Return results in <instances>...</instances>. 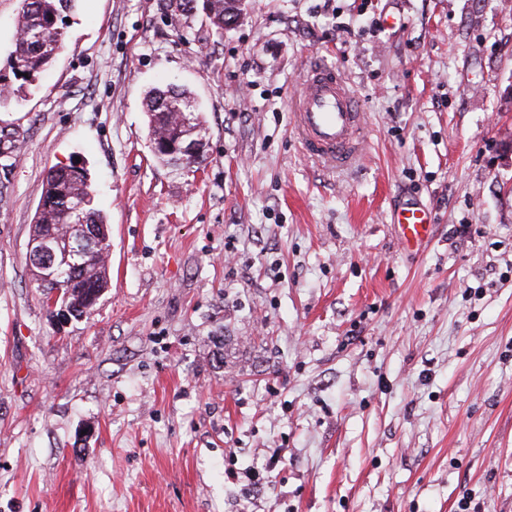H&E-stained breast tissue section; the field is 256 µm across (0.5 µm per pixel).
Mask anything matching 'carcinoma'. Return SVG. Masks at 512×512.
Wrapping results in <instances>:
<instances>
[{"mask_svg": "<svg viewBox=\"0 0 512 512\" xmlns=\"http://www.w3.org/2000/svg\"><path fill=\"white\" fill-rule=\"evenodd\" d=\"M239 0H168L167 6H176L181 12L191 13L201 8L208 10L207 19L214 33L224 36V18L233 15ZM75 7V0H23L19 19V36L10 55L9 68L13 75L25 82H34L46 70L62 48L65 32L59 25L61 13ZM145 108L150 119L159 112H191L202 125L199 113L194 111L191 92L173 85L154 87L145 97ZM93 190L86 170L69 175L54 167L49 170L44 184L41 204L33 224V232L46 230L48 224H62L70 236L78 238L83 225L95 224L99 237L95 246L65 265L56 278L60 294L57 304L74 311L73 317L90 314L97 304L94 290L104 291L110 286L107 264L103 256L111 249L110 237L103 214L93 206Z\"/></svg>", "mask_w": 512, "mask_h": 512, "instance_id": "cac0c4a2", "label": "carcinoma"}]
</instances>
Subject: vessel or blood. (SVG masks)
Instances as JSON below:
<instances>
[{
  "instance_id": "obj_1",
  "label": "vessel or blood",
  "mask_w": 512,
  "mask_h": 512,
  "mask_svg": "<svg viewBox=\"0 0 512 512\" xmlns=\"http://www.w3.org/2000/svg\"><path fill=\"white\" fill-rule=\"evenodd\" d=\"M294 128L304 153L323 166L345 171L362 158L369 128L346 77L322 62L305 69L293 102ZM404 244H421L431 234L425 209L406 207L397 214Z\"/></svg>"
}]
</instances>
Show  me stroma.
<instances>
[{
    "mask_svg": "<svg viewBox=\"0 0 512 512\" xmlns=\"http://www.w3.org/2000/svg\"><path fill=\"white\" fill-rule=\"evenodd\" d=\"M243 9L219 39L162 0H77L0 105V512H512V0ZM316 56L369 115L349 172L290 126ZM166 84L201 163L149 149ZM77 162L111 286L60 328L27 245ZM191 97V92L185 88H179L173 85L165 87H154L148 91L145 97V108L150 118V128L153 126L154 119L157 118V112H169L170 126H176L180 129H185L186 132H178L175 136L174 142H171L168 137V127L156 126L153 135L154 141L159 144V149L178 152L184 162L190 161L199 163L197 160L205 149V140L195 135L196 129L191 127L194 123L191 112H194L193 117L197 121L196 125L203 127L200 113L194 109ZM184 111V112H178ZM204 129V127H203ZM151 150L159 158L167 162L187 165L191 163H184L175 157L165 154L161 150H154L153 143L150 139ZM197 160V161H195ZM195 161V162H194ZM396 224L400 226L405 245L421 244L431 234V218L423 208L406 207L397 214Z\"/></svg>",
    "mask_w": 512,
    "mask_h": 512,
    "instance_id": "1",
    "label": "stroma"
}]
</instances>
